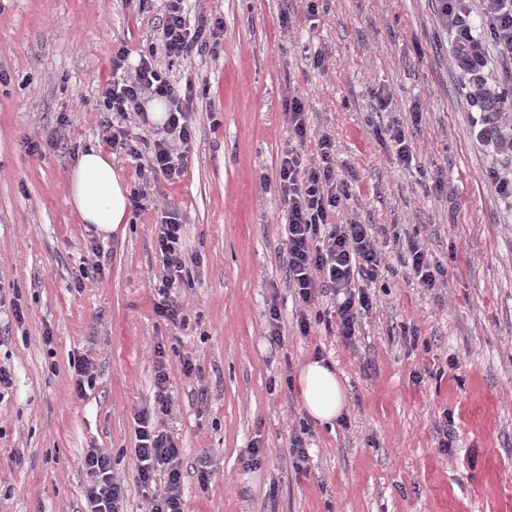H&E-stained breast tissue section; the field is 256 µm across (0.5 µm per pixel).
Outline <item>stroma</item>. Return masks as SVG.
<instances>
[{
  "label": "stroma",
  "instance_id": "35a3bbf8",
  "mask_svg": "<svg viewBox=\"0 0 512 512\" xmlns=\"http://www.w3.org/2000/svg\"><path fill=\"white\" fill-rule=\"evenodd\" d=\"M166 5L0 0V365L13 375L0 395V512H85L91 448L110 453L124 512H148L134 415L153 403L159 345L185 512H512V204L485 179L512 160L472 139L479 106L440 0H318L313 15L307 0H192L193 13L223 20L224 37L219 55L169 67L197 91L184 176L142 184L137 161L113 156L144 208L125 239L97 241L66 202L73 148L99 146L112 56L146 50ZM291 93L305 99L313 134L335 140L340 175L354 178L339 221L402 225L448 268L446 286L427 290L389 251L351 346L321 327L293 333L277 187ZM393 120L416 148L410 166L375 139ZM60 124L64 141L28 152L27 138ZM437 180L445 193L433 192ZM165 211L179 214L191 260L179 328L154 309ZM95 244L104 273L81 280ZM274 304L287 331L279 345L265 336ZM315 355L335 363L347 409L335 427L312 426L299 465L290 440L308 416L286 380ZM187 356L199 375H184ZM84 357L94 376L80 397L73 364ZM204 458L213 476L203 490Z\"/></svg>",
  "mask_w": 512,
  "mask_h": 512
}]
</instances>
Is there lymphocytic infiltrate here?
Returning a JSON list of instances; mask_svg holds the SVG:
<instances>
[{
	"mask_svg": "<svg viewBox=\"0 0 512 512\" xmlns=\"http://www.w3.org/2000/svg\"><path fill=\"white\" fill-rule=\"evenodd\" d=\"M458 0H443L441 21L455 32L454 58L472 70L482 66L477 37L489 35L501 62L500 79L512 84V0H481L478 25H471L457 7ZM221 18L204 15L188 20L185 0H168L167 13L155 44L139 55L135 67L126 64V51L112 58V75L103 88L99 137L113 153L138 159L140 178L180 180L192 141L191 112L196 98L193 84L177 85L160 64L161 58L180 59L189 53L217 55L222 45ZM473 93L485 110L473 124L477 144L497 146L512 156V136L501 133L512 126V99L502 92L475 84ZM161 100L168 116L163 133L140 149L131 123L149 125L145 98ZM291 144L283 152L278 170L279 196L285 216L287 278L302 305L296 319L298 335L307 336L316 325L336 333L345 343L358 336L363 315L373 306L368 291L385 268V247L395 244L399 260L421 287L435 289L447 281V267L433 262L423 245L404 235L400 225L364 224L355 220L333 223L350 186L336 171L335 142L330 134L312 137L304 99L291 95L283 103ZM129 119V126L114 124L113 116ZM160 267L154 276L158 297L156 314L172 325L186 322L181 290L189 286V266L183 245V226L169 212L155 227ZM331 296L325 312L309 315L319 297ZM155 393L151 407L135 413V455L138 480L151 506L150 512H184L180 450L159 425L169 415L172 398L164 347H156ZM83 467L89 478L87 512H122L124 488L112 476V459L102 448L88 449Z\"/></svg>",
	"mask_w": 512,
	"mask_h": 512,
	"instance_id": "1",
	"label": "lymphocytic infiltrate"
}]
</instances>
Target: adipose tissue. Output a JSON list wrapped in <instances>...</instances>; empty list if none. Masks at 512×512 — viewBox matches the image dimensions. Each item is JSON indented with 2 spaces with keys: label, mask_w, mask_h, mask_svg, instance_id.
Instances as JSON below:
<instances>
[{
  "label": "adipose tissue",
  "mask_w": 512,
  "mask_h": 512,
  "mask_svg": "<svg viewBox=\"0 0 512 512\" xmlns=\"http://www.w3.org/2000/svg\"><path fill=\"white\" fill-rule=\"evenodd\" d=\"M129 186L113 168L112 157L91 147L80 153L70 171L66 197L79 223L94 227L101 237L125 236L130 219ZM306 413L317 423L334 425L347 408L345 387L332 363L306 362L296 381Z\"/></svg>",
  "instance_id": "obj_1"
}]
</instances>
